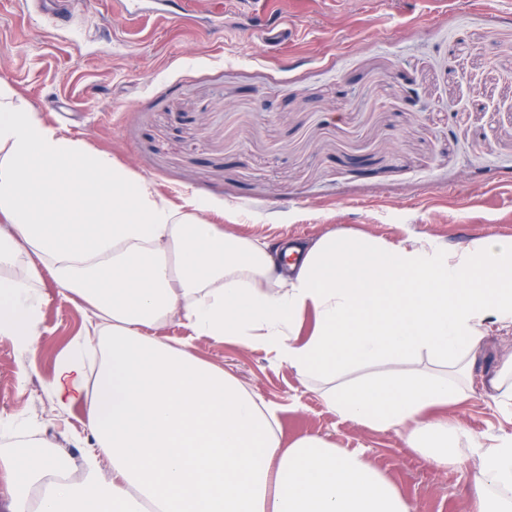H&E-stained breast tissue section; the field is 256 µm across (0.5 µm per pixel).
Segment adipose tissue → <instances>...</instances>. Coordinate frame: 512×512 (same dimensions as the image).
I'll use <instances>...</instances> for the list:
<instances>
[{"instance_id":"1","label":"adipose tissue","mask_w":512,"mask_h":512,"mask_svg":"<svg viewBox=\"0 0 512 512\" xmlns=\"http://www.w3.org/2000/svg\"><path fill=\"white\" fill-rule=\"evenodd\" d=\"M208 210L172 204L0 82V336L36 348L47 275L98 320L51 385L63 409L85 408L94 448L77 479L60 478L51 448L1 455L10 512H412L362 452L317 435L283 444L275 408L191 340L154 338L177 317L194 337L260 347L322 379L340 420L396 432L436 468H471V512H512V433L487 447L444 412L465 398L489 327L512 333V238L448 249L334 232L271 245ZM92 352L102 362L89 387ZM423 353L447 374L403 370ZM353 367L365 375L336 383Z\"/></svg>"}]
</instances>
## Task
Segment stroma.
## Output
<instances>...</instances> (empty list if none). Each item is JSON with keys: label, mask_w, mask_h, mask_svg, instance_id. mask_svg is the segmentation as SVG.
<instances>
[{"label": "stroma", "mask_w": 512, "mask_h": 512, "mask_svg": "<svg viewBox=\"0 0 512 512\" xmlns=\"http://www.w3.org/2000/svg\"><path fill=\"white\" fill-rule=\"evenodd\" d=\"M71 2L75 19L53 26L0 0V80L172 203L205 200L212 223L236 215L250 239L512 237V0H267L290 30L278 45L234 0L187 24L178 0H143L136 23L110 0ZM40 293L36 349L0 336V454L34 441L77 477L87 414L62 410L50 383L88 320L52 279ZM196 346L278 408L283 442L319 435L363 451L414 512H470V469H437L396 433L339 420L321 380L263 350ZM509 355L512 335L489 332L469 398L448 409L488 446L512 432L488 383Z\"/></svg>", "instance_id": "1"}]
</instances>
